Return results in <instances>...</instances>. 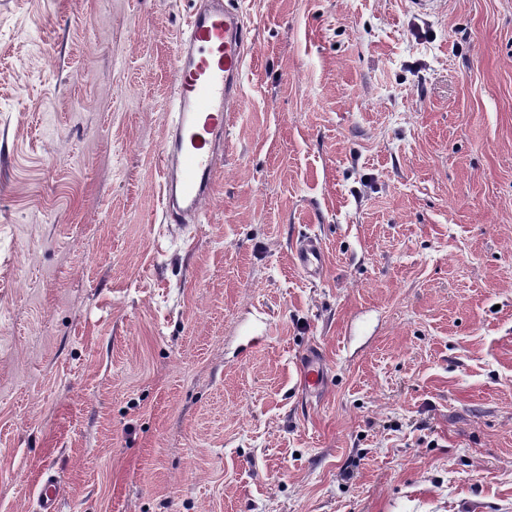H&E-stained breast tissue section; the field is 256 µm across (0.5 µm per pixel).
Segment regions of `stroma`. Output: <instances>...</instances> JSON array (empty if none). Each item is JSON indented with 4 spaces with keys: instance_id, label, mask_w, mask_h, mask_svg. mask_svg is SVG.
<instances>
[{
    "instance_id": "stroma-1",
    "label": "stroma",
    "mask_w": 512,
    "mask_h": 512,
    "mask_svg": "<svg viewBox=\"0 0 512 512\" xmlns=\"http://www.w3.org/2000/svg\"><path fill=\"white\" fill-rule=\"evenodd\" d=\"M200 3L0 0V512L48 473L60 512H512V0H233L241 106L168 224ZM297 267L309 279L318 277L324 268L325 254L321 241L315 236H306L295 249Z\"/></svg>"
}]
</instances>
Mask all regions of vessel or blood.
<instances>
[{"mask_svg":"<svg viewBox=\"0 0 512 512\" xmlns=\"http://www.w3.org/2000/svg\"><path fill=\"white\" fill-rule=\"evenodd\" d=\"M248 41L243 15L224 0H204L179 40L162 159L166 223L203 214L224 131L239 105ZM295 259L307 278L318 277L325 262L321 241L314 236L301 239ZM59 496L57 481L47 476L37 512H58Z\"/></svg>","mask_w":512,"mask_h":512,"instance_id":"b4317fda","label":"vessel or blood"}]
</instances>
